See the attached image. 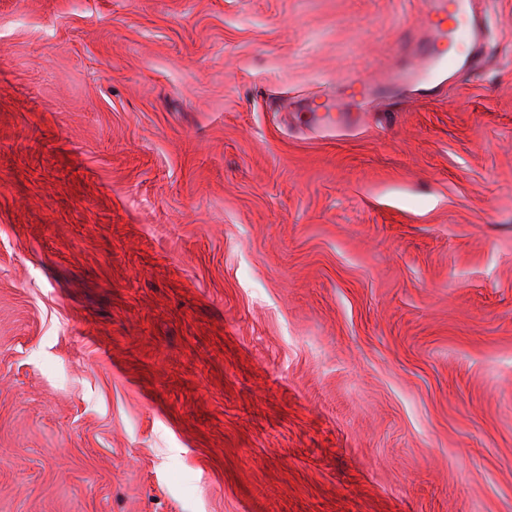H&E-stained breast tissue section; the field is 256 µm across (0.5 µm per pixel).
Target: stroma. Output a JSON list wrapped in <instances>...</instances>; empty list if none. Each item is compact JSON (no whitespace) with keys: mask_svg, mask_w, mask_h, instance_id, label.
Instances as JSON below:
<instances>
[{"mask_svg":"<svg viewBox=\"0 0 512 512\" xmlns=\"http://www.w3.org/2000/svg\"><path fill=\"white\" fill-rule=\"evenodd\" d=\"M0 0V512H512V0ZM445 0L430 1L425 12V22L422 28L423 35L416 41L410 50L417 60V65L405 70H395L388 73L385 80L397 83L400 79H416L430 82L437 72L449 68H463L468 60H460L453 55L443 53L439 44L448 39V28L445 24L450 17ZM455 3L460 10L469 14V25L462 35L466 37L470 43H473L476 52H478L479 48L481 51L484 47V42L480 44L481 20L473 11V2L468 0H458Z\"/></svg>","mask_w":512,"mask_h":512,"instance_id":"35a3bbf8","label":"stroma"}]
</instances>
